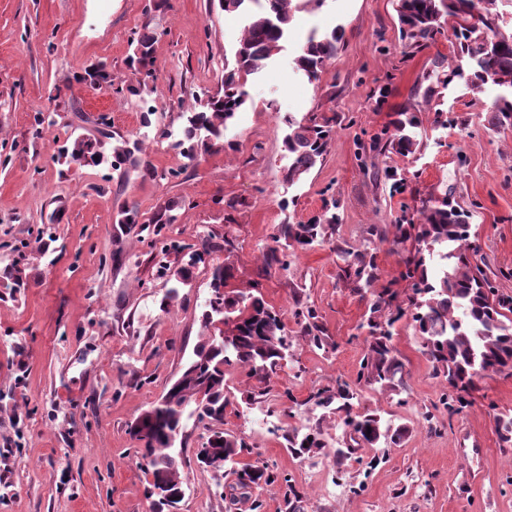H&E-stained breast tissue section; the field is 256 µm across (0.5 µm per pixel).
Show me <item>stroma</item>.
I'll return each mask as SVG.
<instances>
[{
    "label": "stroma",
    "instance_id": "35a3bbf8",
    "mask_svg": "<svg viewBox=\"0 0 512 512\" xmlns=\"http://www.w3.org/2000/svg\"><path fill=\"white\" fill-rule=\"evenodd\" d=\"M242 15L218 0H0V276H22L17 294L0 288V512H154L152 477L135 420L166 393L206 336L202 314L214 265L230 264L225 288L259 289L294 335L290 364L271 391L255 396L246 369L225 379L236 396L224 429L251 447L274 483L243 500L215 493L213 475L193 460L208 436L187 421L181 473L185 495L177 512H512V447L499 444L495 418L512 409V376L477 380L468 404L451 413L440 404L437 376L410 318L396 324L393 345L405 364L396 392L359 383L367 305L339 276L334 245L357 247L372 224L415 213L422 198L448 194L474 212L477 261L512 297V128L490 132L494 91L473 93L462 80L444 84L435 54L449 55L451 33L420 52L400 40L396 0H327L297 10L281 51L261 75L248 76L249 99L224 132L225 147L188 163L160 130H178L193 94L216 92L242 36ZM342 27L343 48L317 81L292 66L310 31ZM153 31L155 79L147 104L129 92L137 77L127 61L131 39ZM106 62L115 89L88 93L77 81L87 66ZM431 81L422 104L417 87ZM419 104V152L362 163L370 139L406 104ZM150 108V126L142 124ZM467 120L466 128L435 124V112ZM58 113L55 126L38 115ZM337 116L321 165L293 187L282 182L283 116ZM112 136L141 144L153 173L110 165H69L61 147L78 137ZM404 178L393 190L374 170ZM293 205L282 208V199ZM176 202L168 228L176 247L161 252L147 233L121 232L122 210L148 219ZM336 209L332 239L298 251L287 269L263 272L260 254L284 221L304 223ZM212 249L192 269L179 297L165 302L171 271L202 242ZM313 308L333 346L298 339L297 305ZM345 381L360 406L407 425L399 444L364 447L337 462L347 444L335 418L318 420L312 396ZM322 425L327 447L298 457L284 433Z\"/></svg>",
    "mask_w": 512,
    "mask_h": 512
}]
</instances>
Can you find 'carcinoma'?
<instances>
[{"mask_svg":"<svg viewBox=\"0 0 512 512\" xmlns=\"http://www.w3.org/2000/svg\"><path fill=\"white\" fill-rule=\"evenodd\" d=\"M253 0H219V6L228 13L245 17L242 37L234 52L232 67L224 70L220 90L205 98L194 96L196 105L186 113L181 138L174 147L182 150L189 162L197 161L199 151H208L224 139L227 124L246 105L248 93L244 77L259 73L281 50L288 38L293 9L319 8L326 0H264L260 13H253L249 3ZM500 0H397L399 34L404 46L420 51L436 44L442 34V19H454L453 55L455 63L448 68L445 83L455 78L465 79L467 87L496 90L492 110L487 115V128L499 130L512 126V33H501L494 43L487 40L486 32L501 28L504 16L496 10ZM344 32L334 28L320 36H311L299 45L293 59V68L308 80L318 78L325 64L343 46ZM155 33L142 31L132 40L134 57L130 63L145 73L138 83L151 91L147 67L151 65ZM81 81L90 85L112 86V71L105 64L84 70ZM288 132L284 136L283 156L288 163L283 167V183H300L323 160L332 136V119L318 122L315 118L297 119L286 115L282 119ZM420 126L417 113L405 107L394 113L384 136L374 139L373 149L378 154L389 152L405 155L420 148L416 129ZM62 155L72 162L100 165L107 162L102 152L90 140L75 139ZM131 163L152 172L148 162L132 158L126 145L113 148L112 169ZM177 207L168 201L159 207L149 224L142 230L160 240L163 230L175 222L172 211ZM473 213L448 196L430 198L423 202L420 217L414 221L403 218L396 224H372L367 229L371 243H388L403 247L414 242L403 260L404 269L399 278L408 282L412 296L408 298L412 311L410 318L420 333L424 353L432 362L436 374L448 382L441 401L447 409L454 404L466 403V395L475 386V380L489 373L512 376V297L499 294L495 279L472 263L470 220ZM339 226L336 213L325 214L307 224H284L273 244L262 251L264 270L273 267L288 269V256L314 244L331 239ZM342 261L341 278L354 290H371L380 280L376 253L369 247L333 248ZM436 254L441 261L439 270H429L426 256ZM396 294L385 286L370 300L369 316L359 325L367 331L366 350L358 381L379 385L396 391L403 386L405 365L392 344L394 325L405 315L399 305H393ZM230 308L237 317L236 343L230 348L222 346L209 336L194 351L189 361L193 373L178 385L168 389L162 401L146 410L132 425L131 433L144 442L143 457L147 460L152 479L167 485L169 496L158 500L161 507L175 508L184 497L181 462L172 454V438L183 429L186 409L205 425L214 438L215 455L222 457L224 467L233 468L239 475L231 490L247 498L255 486L274 481L264 465L251 464L235 469L246 451V442L224 431V412L231 405V391L225 381V367L239 366L248 370L259 385L269 382L271 374L281 366L292 347V337L280 314L265 301L262 294L228 292L209 298L208 310L203 314L204 326L213 323L220 310ZM300 326L299 336L310 346L325 349L331 346L324 336L314 311L307 308L296 313ZM206 390L208 401L196 403L200 389ZM354 392L347 383L323 389L314 396V405L330 414L341 415V425L351 440L377 448L382 443H399L408 432L404 425L391 426L378 411L354 409ZM496 429L503 446H512V413L496 417ZM289 448L303 455L313 448L326 447L321 429L311 427L305 434L294 429L285 435Z\"/></svg>","mask_w":512,"mask_h":512,"instance_id":"obj_1","label":"carcinoma"}]
</instances>
